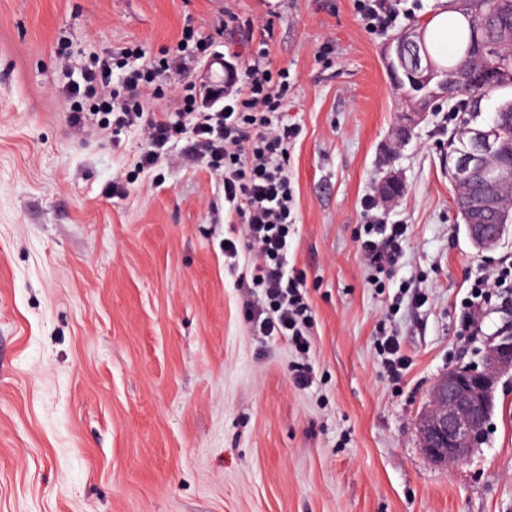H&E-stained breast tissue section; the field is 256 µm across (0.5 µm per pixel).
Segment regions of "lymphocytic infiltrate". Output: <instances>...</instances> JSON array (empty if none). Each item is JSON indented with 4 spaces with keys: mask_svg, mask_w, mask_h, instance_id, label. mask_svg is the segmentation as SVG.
Returning <instances> with one entry per match:
<instances>
[{
    "mask_svg": "<svg viewBox=\"0 0 512 512\" xmlns=\"http://www.w3.org/2000/svg\"><path fill=\"white\" fill-rule=\"evenodd\" d=\"M210 42L175 57L146 59L134 49L122 54L126 65L119 89L95 112H70L72 129L94 125L120 135L140 130L147 148L139 164L150 169L165 155L173 139L189 134L192 154L218 174L229 215L241 224L238 236L227 239L224 257L236 268L243 251L256 260L245 283L251 295L245 313L257 335L280 336L296 353L310 350L312 313L306 301V278L288 264L296 222L295 188L289 171L290 148L300 135L288 119V70L272 69L266 50L248 61L242 83L233 90L187 94L177 109L156 110L159 94L153 82L175 70L186 74L207 58ZM408 236L404 224L371 220L364 224L359 250L367 266L384 272L402 257Z\"/></svg>",
    "mask_w": 512,
    "mask_h": 512,
    "instance_id": "f902f5d3",
    "label": "lymphocytic infiltrate"
}]
</instances>
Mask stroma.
<instances>
[{"instance_id":"stroma-1","label":"stroma","mask_w":512,"mask_h":512,"mask_svg":"<svg viewBox=\"0 0 512 512\" xmlns=\"http://www.w3.org/2000/svg\"><path fill=\"white\" fill-rule=\"evenodd\" d=\"M186 31L236 76L263 43L290 72L306 355L254 335L241 277L254 256L225 266L239 227L186 141L142 171L138 134L66 121L65 89L89 65L175 54ZM391 40L355 0H0V512H512V374L467 461L439 465L420 444L433 383L479 361L504 322L512 290L498 288L461 327L473 281L512 265V232L482 253L466 236L448 178L465 113L442 103L394 137ZM158 82L157 106L173 107L222 79L201 64ZM389 175L404 187L391 203ZM369 198L410 231L376 282L357 247ZM386 330L410 359L397 381L375 350Z\"/></svg>"}]
</instances>
